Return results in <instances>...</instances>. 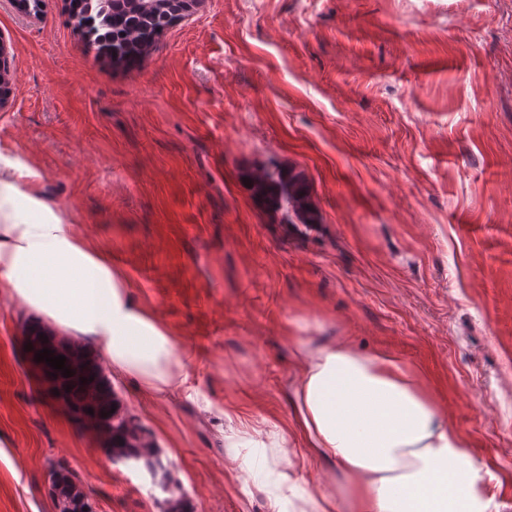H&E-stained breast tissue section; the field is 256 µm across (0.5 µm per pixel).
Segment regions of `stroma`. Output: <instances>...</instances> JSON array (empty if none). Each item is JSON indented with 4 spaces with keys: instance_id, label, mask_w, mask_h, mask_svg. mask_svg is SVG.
<instances>
[{
    "instance_id": "stroma-1",
    "label": "stroma",
    "mask_w": 512,
    "mask_h": 512,
    "mask_svg": "<svg viewBox=\"0 0 512 512\" xmlns=\"http://www.w3.org/2000/svg\"><path fill=\"white\" fill-rule=\"evenodd\" d=\"M68 14L0 0V150L192 351L210 409L110 381L169 449L185 512H273L272 465H237L223 415L292 426L298 336L416 371L512 512V0H193L124 69ZM272 161L304 174L319 224L255 205L241 172ZM28 323L0 288V512H57L53 463L93 512H164L145 471L46 395ZM289 458L333 492L301 437Z\"/></svg>"
}]
</instances>
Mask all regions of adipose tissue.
<instances>
[{"mask_svg":"<svg viewBox=\"0 0 512 512\" xmlns=\"http://www.w3.org/2000/svg\"><path fill=\"white\" fill-rule=\"evenodd\" d=\"M40 173L0 152V284L34 324L102 353L111 372L164 399L187 380L179 340L135 300L107 255L67 224L38 190ZM298 372L287 381L296 427L314 459L348 481L345 497L303 487L287 459L288 434L229 426L239 464L269 450L279 501L299 512H492L467 442L421 390L415 372L349 343L293 341Z\"/></svg>","mask_w":512,"mask_h":512,"instance_id":"ef3b65f1","label":"adipose tissue"}]
</instances>
